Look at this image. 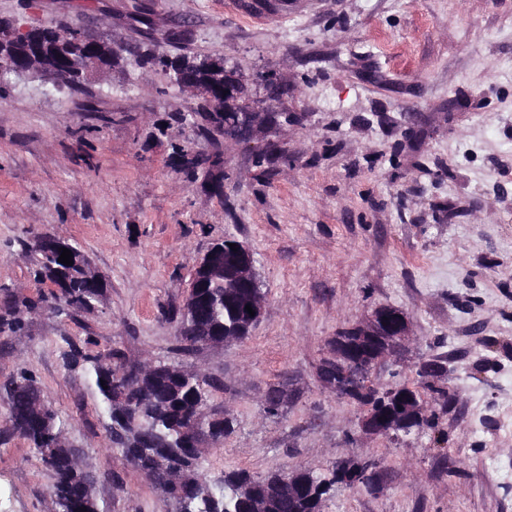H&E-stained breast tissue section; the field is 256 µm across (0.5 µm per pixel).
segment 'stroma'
Masks as SVG:
<instances>
[{
    "instance_id": "stroma-1",
    "label": "stroma",
    "mask_w": 512,
    "mask_h": 512,
    "mask_svg": "<svg viewBox=\"0 0 512 512\" xmlns=\"http://www.w3.org/2000/svg\"><path fill=\"white\" fill-rule=\"evenodd\" d=\"M156 34L182 25L174 54L237 71L254 112L291 124L251 143L203 134L194 96L126 60L74 89L12 79L0 95V286L36 298L26 247L40 232L76 244L106 279L91 311L25 317L0 337V386L32 373L68 417L69 442L98 476L103 512H173L145 476L106 448L98 398L70 345L161 361L212 377V405L235 419L204 472L262 476L379 460L384 491L337 488L323 512H512V0H269L254 19L226 0H146ZM131 0H0V17L89 27L140 40ZM272 74L271 96L257 84ZM183 146L224 159V192L173 171ZM272 162L259 164L260 153ZM234 236L255 258L265 303L248 338L177 348L171 315L196 261ZM410 319L411 339L372 373L409 384L447 371L430 400L440 445L398 446L358 428L359 408L320 383L327 343L375 307ZM282 389L278 415L264 411ZM0 390V512H50L53 484L11 435Z\"/></svg>"
}]
</instances>
